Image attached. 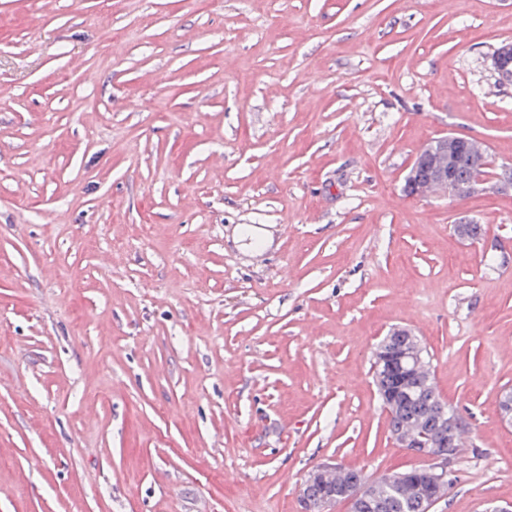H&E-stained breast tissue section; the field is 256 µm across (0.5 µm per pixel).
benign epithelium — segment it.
I'll list each match as a JSON object with an SVG mask.
<instances>
[{"label":"benign epithelium","instance_id":"1","mask_svg":"<svg viewBox=\"0 0 512 512\" xmlns=\"http://www.w3.org/2000/svg\"><path fill=\"white\" fill-rule=\"evenodd\" d=\"M494 70L503 78L512 77V42H505L498 46L492 54ZM470 140L463 137L451 136L440 144V152L435 158L437 166V179L431 181L418 176L421 161L433 152V143H427L415 159L412 170L407 176L404 190L412 195L422 198L448 194L457 191L453 181L454 166L458 156L468 149ZM392 336L404 339L407 348L403 349L400 359L405 360L418 356L423 352V344L419 336L408 327H398L390 332ZM458 421L450 419L447 430L434 444L417 443L411 446V451L419 456L430 457L439 461V465L420 469L418 485L434 487L448 480V463L454 457V427ZM336 464L325 463L316 467L307 474L299 484L298 499L301 512H329V508L338 501H346L351 506V512H359L361 503L375 499L372 481L363 471L349 469V477L344 485L336 489H328L320 498L311 496L309 488L312 483H325L327 472Z\"/></svg>","mask_w":512,"mask_h":512}]
</instances>
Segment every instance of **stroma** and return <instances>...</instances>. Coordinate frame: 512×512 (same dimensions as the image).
I'll return each instance as SVG.
<instances>
[{
  "label": "stroma",
  "mask_w": 512,
  "mask_h": 512,
  "mask_svg": "<svg viewBox=\"0 0 512 512\" xmlns=\"http://www.w3.org/2000/svg\"><path fill=\"white\" fill-rule=\"evenodd\" d=\"M507 41L512 0H0V512H299L320 463L429 465L372 381L395 326L471 440L431 512L511 506ZM448 134L478 190L408 195ZM486 165V160L482 159L481 156L471 155L470 153H465L458 161L456 167V181L461 186H466L467 192H472L475 190L476 186L480 182V175H477L472 181V177L477 174V171L484 172V166ZM470 181V182H469ZM469 182V183H467ZM237 230L234 242L244 251L260 253L271 244V238L265 229L243 225ZM389 335H392L389 340H386L388 336H384V338L376 345L374 350L380 351L382 354L380 358H385V352L390 353L392 356L397 353V348H401L402 341L401 339H405L403 343V347L408 344L407 348L403 349V352L400 354V363L402 360L412 358L414 356H420L423 352V344L419 336L415 334V332L408 327H397L395 331L390 332ZM401 336V339L400 337ZM379 358V359H380Z\"/></svg>",
  "instance_id": "35a3bbf8"
}]
</instances>
